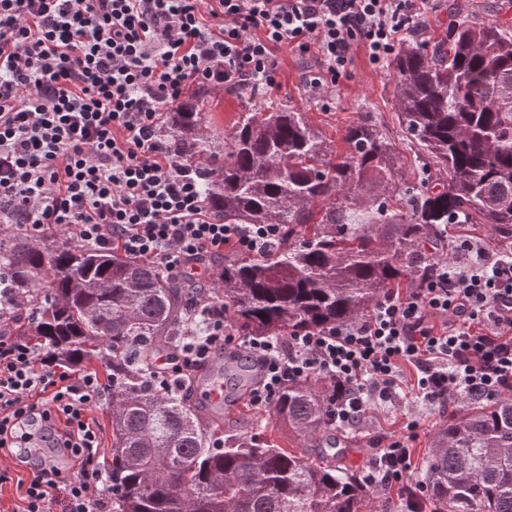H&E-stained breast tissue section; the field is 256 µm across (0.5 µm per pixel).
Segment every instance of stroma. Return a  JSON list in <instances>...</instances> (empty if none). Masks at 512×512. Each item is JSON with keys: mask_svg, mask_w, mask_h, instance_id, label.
I'll return each instance as SVG.
<instances>
[{"mask_svg": "<svg viewBox=\"0 0 512 512\" xmlns=\"http://www.w3.org/2000/svg\"><path fill=\"white\" fill-rule=\"evenodd\" d=\"M277 57L280 87L272 92L273 100L307 112L314 126L334 142L340 141L345 126L351 122L376 125L395 140L404 171H411L417 148L405 138L398 123L392 67L373 70L363 50H356L349 77L333 87L326 98L319 99L305 92L303 85V74L313 61L312 55L303 56L285 48ZM198 97L208 107L212 125L226 134L231 133L242 105L263 101L262 96L246 89L232 93L203 90ZM448 414V409L431 407L408 396L395 404L372 408L365 425L348 430L341 439V463L356 475H364L386 440L404 434L407 420L415 419L420 427L416 439L410 443L412 468L420 470L430 453L434 435L447 423ZM232 415L250 432H271L283 447L304 450L311 456L316 453L315 448L304 447L300 437L284 423L275 421L270 410L255 408L248 400H239Z\"/></svg>", "mask_w": 512, "mask_h": 512, "instance_id": "1", "label": "stroma"}]
</instances>
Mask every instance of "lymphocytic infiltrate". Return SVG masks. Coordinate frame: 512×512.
Instances as JSON below:
<instances>
[{"mask_svg": "<svg viewBox=\"0 0 512 512\" xmlns=\"http://www.w3.org/2000/svg\"><path fill=\"white\" fill-rule=\"evenodd\" d=\"M427 0H0V223L39 243L50 228L91 248L112 247L171 276L228 249L267 251L275 224L225 223L204 191V159L181 162L161 116L191 90L269 93L274 56L313 54L304 88L322 96L347 77L355 48L373 68L396 54ZM0 286V450L31 464L22 512H107L99 427L90 418L109 386L97 371L39 359ZM187 329L150 357L168 388L232 345L258 370L249 392L272 408L288 382L311 373L336 389V420L364 423L396 399L402 367L426 404L512 392V251L463 240L430 261L418 285L380 298L365 317L286 338L235 334L201 288ZM407 435L380 448L370 486L406 483Z\"/></svg>", "mask_w": 512, "mask_h": 512, "instance_id": "obj_1", "label": "lymphocytic infiltrate"}]
</instances>
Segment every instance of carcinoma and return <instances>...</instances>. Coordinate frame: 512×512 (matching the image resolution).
I'll use <instances>...</instances> for the list:
<instances>
[{
  "mask_svg": "<svg viewBox=\"0 0 512 512\" xmlns=\"http://www.w3.org/2000/svg\"><path fill=\"white\" fill-rule=\"evenodd\" d=\"M433 39L393 60L403 132L416 143L414 180L375 126L345 127L338 151L291 106H250L226 138L194 103L167 115L185 163L210 155L207 193L226 224H277L266 252L232 250L214 276L215 302L249 336H284L366 315L383 295L425 273L427 242L450 224L490 225L512 240V25L472 0ZM31 310L23 336L64 363L99 359L112 378V512H363L370 488L321 451L313 458L269 435L241 432L224 411L199 410L184 391L153 386L142 358L170 343L194 291L120 250L18 234L0 246V273ZM244 395L254 365L224 359ZM333 389L319 375L291 382L273 415L304 440H325ZM439 429L405 495L431 512H512V393L464 398ZM224 447L215 448V436Z\"/></svg>",
  "mask_w": 512,
  "mask_h": 512,
  "instance_id": "cac0c4a2",
  "label": "carcinoma"
}]
</instances>
